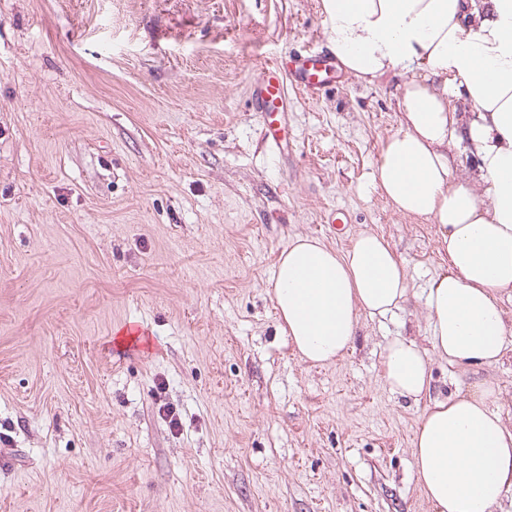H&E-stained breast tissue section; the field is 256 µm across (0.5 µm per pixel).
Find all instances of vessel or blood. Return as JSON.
I'll use <instances>...</instances> for the list:
<instances>
[{
  "mask_svg": "<svg viewBox=\"0 0 512 512\" xmlns=\"http://www.w3.org/2000/svg\"><path fill=\"white\" fill-rule=\"evenodd\" d=\"M335 69L336 59L330 50H300L293 56L272 61L252 82L251 105L260 113L263 136L277 155L288 151L287 141L279 136V126L287 121L289 89L317 96L328 90V74Z\"/></svg>",
  "mask_w": 512,
  "mask_h": 512,
  "instance_id": "obj_1",
  "label": "vessel or blood"
}]
</instances>
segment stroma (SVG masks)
<instances>
[{
	"mask_svg": "<svg viewBox=\"0 0 512 512\" xmlns=\"http://www.w3.org/2000/svg\"><path fill=\"white\" fill-rule=\"evenodd\" d=\"M327 41L321 0H0V512H433L411 453L426 405L381 360L424 342L446 260L436 225L369 186L410 74L290 91L282 157L248 95L265 61ZM365 230L414 296L304 362L277 259ZM431 372L439 398L494 384L512 424V352Z\"/></svg>",
	"mask_w": 512,
	"mask_h": 512,
	"instance_id": "35a3bbf8",
	"label": "stroma"
}]
</instances>
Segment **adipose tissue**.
Instances as JSON below:
<instances>
[{
  "label": "adipose tissue",
  "mask_w": 512,
  "mask_h": 512,
  "mask_svg": "<svg viewBox=\"0 0 512 512\" xmlns=\"http://www.w3.org/2000/svg\"><path fill=\"white\" fill-rule=\"evenodd\" d=\"M329 46L363 83L412 73L398 130L384 142L371 185L395 212L437 224L448 266L424 290L426 344L391 340L390 391L430 396L433 358L460 368L502 363L512 320V0H321ZM464 109H457V99ZM474 166L458 169L461 152ZM390 243L359 232L346 252L296 237L278 257L279 330L303 361L326 365L352 349L359 313L384 316L409 298ZM495 388H455L434 399L413 440L416 481L434 512H494L512 491V425L494 411Z\"/></svg>",
  "instance_id": "obj_1"
}]
</instances>
